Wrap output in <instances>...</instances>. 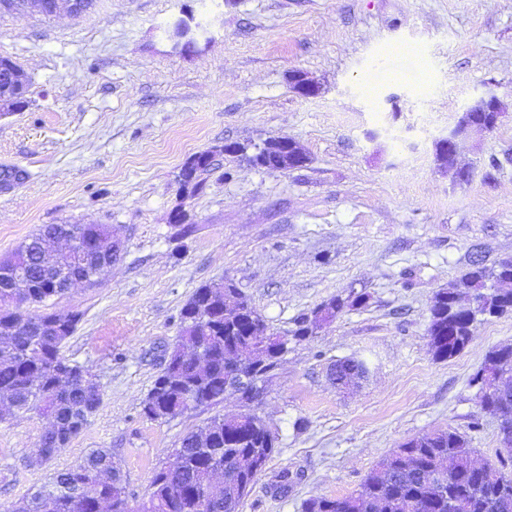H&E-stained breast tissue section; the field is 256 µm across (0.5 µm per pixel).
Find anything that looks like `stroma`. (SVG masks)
Returning a JSON list of instances; mask_svg holds the SVG:
<instances>
[{
	"label": "stroma",
	"instance_id": "stroma-1",
	"mask_svg": "<svg viewBox=\"0 0 512 512\" xmlns=\"http://www.w3.org/2000/svg\"><path fill=\"white\" fill-rule=\"evenodd\" d=\"M189 20L194 46L172 34ZM0 56L28 76L26 104L0 115V259L46 224H108L122 249L98 284L44 304L82 320L64 353L101 394L83 431L46 462L30 456L46 418L0 422V512L93 450L111 451L129 505L149 491L184 435L236 397L169 420L143 401L201 285L227 279L287 351L253 412L277 436L241 512H302L304 501L358 490L413 437L451 428L496 464L499 422L469 385L485 354L512 343V313L473 327L471 343L435 359L434 295L470 255L512 259V0H94L86 13L0 15ZM319 85L298 95L291 77ZM495 93V129L458 143L467 182L435 161L434 140ZM295 139L309 161L265 169L225 155ZM209 152L200 191L178 172ZM183 212L194 231L181 237ZM309 338L297 321L349 290ZM367 360L349 391L329 379L340 358ZM368 295L365 292L350 291L347 297H336L332 299L327 305L320 308L315 312L314 317L309 319L308 317L302 318L298 322V327L293 331V336L296 339H303L306 336H310L313 332L312 327L319 324L320 322H328L336 316V313L343 308L360 309L367 305ZM310 332V334H309Z\"/></svg>",
	"mask_w": 512,
	"mask_h": 512
}]
</instances>
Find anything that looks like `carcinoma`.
Listing matches in <instances>:
<instances>
[{"label": "carcinoma", "instance_id": "1", "mask_svg": "<svg viewBox=\"0 0 512 512\" xmlns=\"http://www.w3.org/2000/svg\"><path fill=\"white\" fill-rule=\"evenodd\" d=\"M53 0H27L16 7L32 9L45 17L54 15ZM27 88L14 91L0 82V100L25 104ZM439 167L455 181L466 178L458 169L453 149L437 147ZM211 167V155L201 152L182 166L178 178L183 187L198 191L203 175ZM56 230L47 224L22 242L11 257L0 262V278L5 280L18 270L31 281L26 305L44 304L61 296L52 266L43 253V242ZM107 224H75L74 240L83 248L85 273L95 272L111 262V256L94 249L92 240L108 238ZM462 280L438 292L430 306L429 345L438 360L452 358L472 339L477 316L497 317L512 313V289L495 284L512 280V263L487 267L472 255ZM243 306L236 319H224V288L213 284L200 286L181 310L182 331L167 356L164 368L155 378L143 401V413L152 420L173 419L192 406L193 395L201 405L224 401V356L240 359L251 381L260 383L281 361L286 342L271 349L264 345V320L239 293ZM368 295L350 291L336 297L303 318L293 336L303 339L313 326L328 322L344 308L360 309ZM81 314L72 313L63 322L54 312L31 314L11 308L0 288V421L8 416L37 412L50 417L52 436L40 449L49 459L58 447L67 445L84 429L93 411H85L87 399L80 378L85 367L63 354V348L77 330ZM197 350L205 357L199 366L183 358ZM367 363L358 358L338 359L331 367L337 386L343 387L367 376ZM512 374V345L495 347L484 358L470 379V385L488 390L484 412L500 414L512 423V387L499 385ZM276 437L258 415L242 427L235 418L212 417L206 425L185 435L176 452L180 466L159 469L148 494L150 512H197L198 499L205 496L212 512H240L246 494L238 483L256 478V462L271 459ZM474 449L454 430H437L411 438L383 457L366 476L356 492L342 498H312L305 512H512V470L496 475L478 467L472 459ZM451 476V483L435 485L440 476ZM11 512H133L128 507L120 469L112 454L96 450L81 462L54 473L43 486L22 500Z\"/></svg>", "mask_w": 512, "mask_h": 512}]
</instances>
